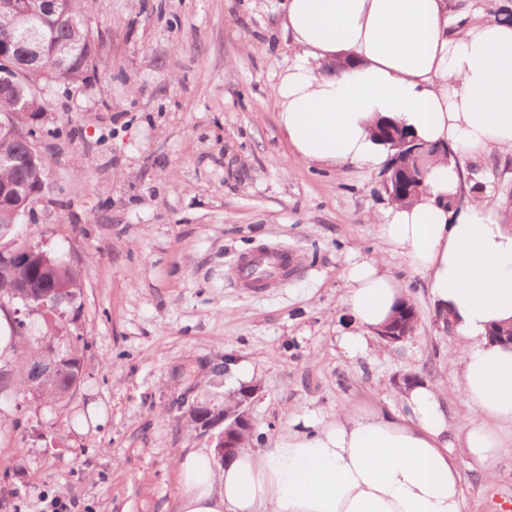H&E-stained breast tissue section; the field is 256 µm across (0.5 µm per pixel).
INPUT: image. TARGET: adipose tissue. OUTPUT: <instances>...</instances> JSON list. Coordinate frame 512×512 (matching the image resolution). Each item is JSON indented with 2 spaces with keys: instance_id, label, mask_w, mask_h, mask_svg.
<instances>
[{
  "instance_id": "ef3b65f1",
  "label": "adipose tissue",
  "mask_w": 512,
  "mask_h": 512,
  "mask_svg": "<svg viewBox=\"0 0 512 512\" xmlns=\"http://www.w3.org/2000/svg\"><path fill=\"white\" fill-rule=\"evenodd\" d=\"M281 25L296 52L272 90L292 152L331 168L374 171L389 145L374 128L388 119L433 157L411 203L378 217L388 255L420 275L461 345L451 386L474 414L453 428L434 389L405 387L404 412L354 407L329 420L304 415L273 447L244 448L225 463L213 449L178 459V512H464L465 480L452 448L491 474L512 427V347L491 328L512 325V230L493 205L456 206L462 160L512 154V22L449 23L448 0H281ZM344 302L363 349L406 290L384 260L350 263Z\"/></svg>"
}]
</instances>
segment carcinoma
I'll return each instance as SVG.
<instances>
[{
    "label": "carcinoma",
    "instance_id": "cac0c4a2",
    "mask_svg": "<svg viewBox=\"0 0 512 512\" xmlns=\"http://www.w3.org/2000/svg\"><path fill=\"white\" fill-rule=\"evenodd\" d=\"M24 12L18 27H0V43L20 44L35 38L45 47L44 61L35 66L22 54L15 55L14 76L0 74V118L24 112L31 117L46 112L45 102L36 87L56 85L72 87L83 83L96 62V43L83 14L81 0H60L58 10L64 22L56 24L44 11L43 0H15ZM33 146L0 134V180L20 187L43 184L46 161L32 155ZM398 160L419 171V187H424L427 158L443 150L406 144ZM38 196L21 194L15 202L0 203V226L18 225L23 213L34 208ZM29 257L19 264L0 262V303L24 304L26 296L44 289L63 288L61 311L34 310L33 315L9 323L7 344L0 350V402L14 403L17 412L31 402L62 408L79 387L84 375V357L88 342L71 329L74 319L68 312L81 297L79 270L38 244L27 243ZM59 356L65 368L47 385L35 391L29 380L39 361Z\"/></svg>",
    "mask_w": 512,
    "mask_h": 512
}]
</instances>
